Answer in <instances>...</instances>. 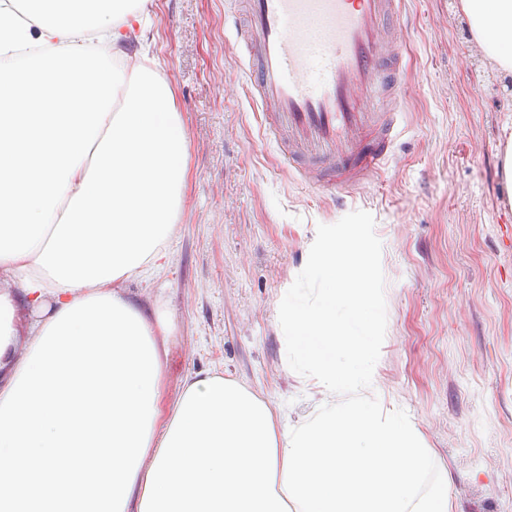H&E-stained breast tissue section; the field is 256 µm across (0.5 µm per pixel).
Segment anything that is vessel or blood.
I'll return each instance as SVG.
<instances>
[{
	"mask_svg": "<svg viewBox=\"0 0 512 512\" xmlns=\"http://www.w3.org/2000/svg\"><path fill=\"white\" fill-rule=\"evenodd\" d=\"M246 91L300 180L349 195L390 159L402 110L400 0H241Z\"/></svg>",
	"mask_w": 512,
	"mask_h": 512,
	"instance_id": "vessel-or-blood-1",
	"label": "vessel or blood"
}]
</instances>
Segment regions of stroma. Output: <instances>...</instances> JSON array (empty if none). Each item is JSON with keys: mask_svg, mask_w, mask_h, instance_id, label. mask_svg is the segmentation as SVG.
Listing matches in <instances>:
<instances>
[{"mask_svg": "<svg viewBox=\"0 0 512 512\" xmlns=\"http://www.w3.org/2000/svg\"><path fill=\"white\" fill-rule=\"evenodd\" d=\"M403 9V132L389 166L341 202L284 164L243 89L230 0H143L134 47L175 87L191 175L164 272L120 288L169 326L165 402L209 371L292 427L322 395L276 302L287 287L319 294L307 246L326 225L362 231L376 385L433 452L421 493L447 469L452 512H512V204L499 159L512 74L478 53L458 0Z\"/></svg>", "mask_w": 512, "mask_h": 512, "instance_id": "stroma-1", "label": "stroma"}]
</instances>
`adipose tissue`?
I'll list each match as a JSON object with an SVG mask.
<instances>
[{
    "instance_id": "adipose-tissue-1",
    "label": "adipose tissue",
    "mask_w": 512,
    "mask_h": 512,
    "mask_svg": "<svg viewBox=\"0 0 512 512\" xmlns=\"http://www.w3.org/2000/svg\"><path fill=\"white\" fill-rule=\"evenodd\" d=\"M459 7L512 73V0ZM134 19L131 0H0V512H451L419 491L415 424L374 390L368 256L335 228L307 253L322 292L284 289L277 313L337 404L281 431L211 373L164 403L167 328L118 284L168 263L188 142L172 85L124 50Z\"/></svg>"
}]
</instances>
